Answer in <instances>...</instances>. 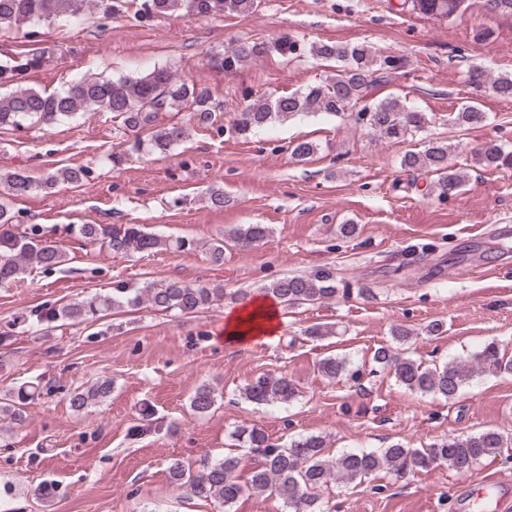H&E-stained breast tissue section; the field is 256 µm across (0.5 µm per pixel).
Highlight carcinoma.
I'll return each instance as SVG.
<instances>
[{"label": "carcinoma", "mask_w": 512, "mask_h": 512, "mask_svg": "<svg viewBox=\"0 0 512 512\" xmlns=\"http://www.w3.org/2000/svg\"><path fill=\"white\" fill-rule=\"evenodd\" d=\"M399 10L443 19L463 14L467 0H399ZM255 0H141L136 4L133 19L152 21L185 11L198 15L216 13H244L250 11ZM131 0H0V34L28 29L42 24L74 26L85 11L94 8L103 18L129 12ZM276 53L286 58L309 56L314 60L334 61L336 73L288 95L254 96L243 93V106L223 124L224 102L214 98L205 87L179 79L167 67H157L137 76L105 78L97 75L82 77L59 92L46 93L34 88H18L0 95V127H21L26 122L52 124L88 112H108L120 127L137 133L125 153L112 158L119 164L134 156L165 155L185 137L186 129L157 124L161 112H186L195 126L218 132L226 131L241 138L266 128L275 121L293 116L322 112L331 116H352L354 120L378 134L389 143L400 144L414 138L431 123L428 113L409 108L396 98L378 103L366 100L368 87L387 78L404 66L403 59L394 55H376L365 44L336 45L309 44L292 37L271 41H239L214 58V63L232 71L251 62ZM54 50L27 56L5 55L0 58V86L12 83L18 77L41 68ZM467 81L476 87H487L503 100H512V73L497 76L482 67L471 66ZM486 112L475 101L463 103L454 121L460 126H482ZM292 159L306 162L314 155L317 145L308 140L291 142L285 147ZM450 146L440 141H428L423 148L407 150L401 166L412 170H426L436 175L431 193L446 200L456 195L464 183L463 176L448 166ZM475 162L499 168L512 166V151L498 139L485 142L474 153ZM82 167L60 168L35 177L25 172L0 174V185L16 195L50 192L60 185H78L86 179ZM79 235L88 242L99 243L114 255L140 253L149 255L164 247L181 251L189 246L184 239H164L148 232L139 224H81ZM270 236L266 224H246L228 233L233 246L249 249ZM224 239L208 248L215 263L224 259ZM68 261L62 247L44 240L32 225L19 235L0 239V284L22 279L34 266L52 269ZM266 296L279 300L285 308L313 305L329 301L339 295L347 296L351 289L341 288L330 271L309 275H286L262 288ZM234 295L224 294L220 287L207 288L172 281L160 286L144 288L118 285L110 294H94L83 300L45 308L37 312V325L45 332L57 322L72 324L95 320L106 311L133 309L146 303L163 314L191 315L215 302ZM372 360L389 371L404 389L420 395H440L452 402L474 377L490 372L512 374V355L503 344L492 340L466 361L450 360L443 364L425 366L395 353L387 346L373 352ZM320 375L327 381H336L344 375L359 380V372L347 373V361L327 356L318 363ZM112 391L110 380L96 381L69 394L70 407L83 411L107 398ZM41 395L40 386L25 385L0 396V436L6 432L4 423L12 426L26 421L24 408L28 401ZM244 398L256 406L289 403L299 396L295 381L286 375L257 377L246 385ZM217 402L215 391L202 385L194 392L190 405L199 415L209 413ZM237 446L246 448L255 457V466L247 481L237 475L238 458L226 455L221 459L202 463L198 468L182 460L169 463L170 478L185 497L210 500L224 512L245 493L276 496L283 500L288 512H331L329 498L325 497L334 482L345 484L364 482L385 471L396 476L414 469H428L445 463L464 473L488 458L512 450V435L496 430L462 434L442 439L422 448H409L394 442L378 450H350L330 454L326 438L308 434L291 440L288 445L274 442L265 430L255 425H239L231 432Z\"/></svg>", "instance_id": "obj_1"}]
</instances>
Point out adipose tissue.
I'll return each mask as SVG.
<instances>
[{"instance_id":"1","label":"adipose tissue","mask_w":512,"mask_h":512,"mask_svg":"<svg viewBox=\"0 0 512 512\" xmlns=\"http://www.w3.org/2000/svg\"><path fill=\"white\" fill-rule=\"evenodd\" d=\"M280 328V306L267 296H251L224 313L222 340L230 345L270 343Z\"/></svg>"}]
</instances>
